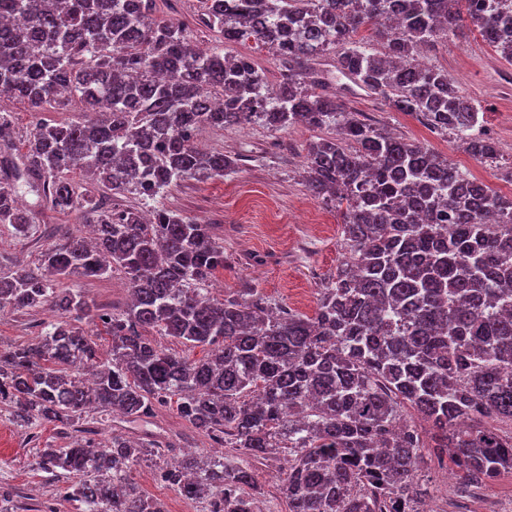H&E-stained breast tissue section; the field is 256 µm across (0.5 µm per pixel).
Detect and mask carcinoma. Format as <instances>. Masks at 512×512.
<instances>
[{
	"label": "carcinoma",
	"instance_id": "1",
	"mask_svg": "<svg viewBox=\"0 0 512 512\" xmlns=\"http://www.w3.org/2000/svg\"><path fill=\"white\" fill-rule=\"evenodd\" d=\"M196 25L280 58L268 85L247 56L200 49L157 0H0V99L33 111L76 103L96 117L34 125L16 150L0 111V226L28 238L23 182L50 210L93 227L0 274V313L59 312L34 343L0 349V405L46 444L37 470L64 479L76 512H166L130 483L144 459L207 512H260L255 462L286 457L288 512H418L422 450L446 454L474 495L512 470V197L430 147L359 118L330 75L378 95L476 161L495 159L479 109L420 52L472 24L512 61V0H198ZM219 98L223 108L211 107ZM332 127L311 144L308 190L342 210L336 275L307 316L246 285L222 298L209 225L139 208L238 160L199 147L207 129ZM130 205H106L107 194ZM123 273L131 299L107 310L81 282ZM110 337L107 358L82 323ZM171 338L190 359L151 340ZM169 407L229 456L184 455L149 435L97 442L89 413L135 422Z\"/></svg>",
	"mask_w": 512,
	"mask_h": 512
}]
</instances>
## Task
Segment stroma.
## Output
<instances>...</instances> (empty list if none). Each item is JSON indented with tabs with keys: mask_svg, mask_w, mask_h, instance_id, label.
<instances>
[{
	"mask_svg": "<svg viewBox=\"0 0 512 512\" xmlns=\"http://www.w3.org/2000/svg\"><path fill=\"white\" fill-rule=\"evenodd\" d=\"M426 62L448 71L462 92L485 114L482 131L495 143L494 161L480 163L463 151L452 137L429 132L412 116L363 91L346 93L347 106L376 121L394 135L428 143L460 169L478 176L491 189L512 196V63L506 62L475 30L465 37H448L424 54ZM327 129L296 124L277 132L259 125L209 129L202 133V148L238 158L240 167L230 176L197 182L187 180L173 187L163 202L184 217L209 225L224 243L229 263L220 278L225 292L244 285L258 288L271 302L296 312L314 315L318 291L336 273L343 254L342 215L332 204L314 197L304 182V161L313 141L330 137ZM37 233L28 239L0 228V268L35 263L53 240L58 226L77 228L75 219H62L49 210L36 216ZM56 311L36 309L25 313H0V346L32 341ZM101 437L119 429L132 436L144 430H164L171 441L185 442L197 453L211 454L209 440L193 431L171 411L159 410L151 423H98ZM64 447L68 437L57 435L53 424L24 429L0 413V486L19 492L26 506L51 505L54 512H75L60 493L61 484L36 470V453L45 442ZM132 479L143 493L159 499L166 512H202L200 502L185 499L174 488L160 483L152 461L141 462ZM418 482L428 494L422 512H447L454 502H464L470 512H512V473L467 499L457 496L458 483L447 460L425 450Z\"/></svg>",
	"mask_w": 512,
	"mask_h": 512,
	"instance_id": "35a3bbf8",
	"label": "stroma"
}]
</instances>
